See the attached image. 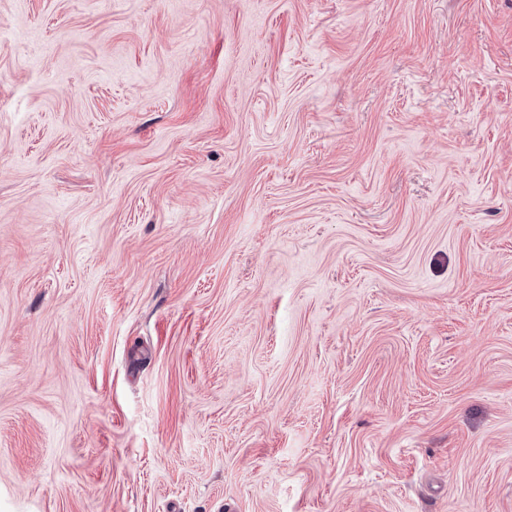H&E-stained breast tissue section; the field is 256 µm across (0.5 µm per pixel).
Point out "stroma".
Instances as JSON below:
<instances>
[{"mask_svg":"<svg viewBox=\"0 0 512 512\" xmlns=\"http://www.w3.org/2000/svg\"><path fill=\"white\" fill-rule=\"evenodd\" d=\"M0 512H512V0H0Z\"/></svg>","mask_w":512,"mask_h":512,"instance_id":"obj_1","label":"stroma"}]
</instances>
